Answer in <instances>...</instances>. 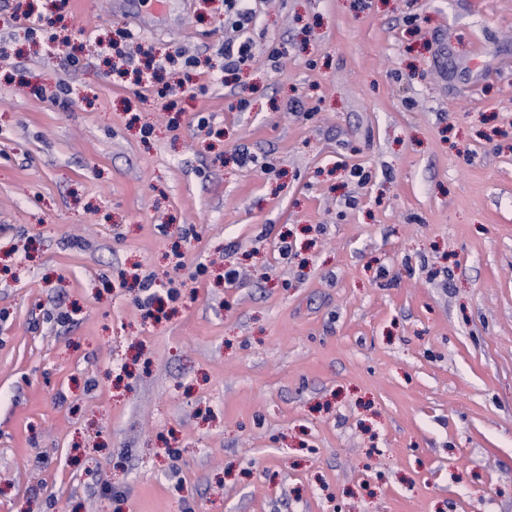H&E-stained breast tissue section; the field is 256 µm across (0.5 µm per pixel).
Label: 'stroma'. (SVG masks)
I'll list each match as a JSON object with an SVG mask.
<instances>
[{"label":"stroma","instance_id":"1","mask_svg":"<svg viewBox=\"0 0 512 512\" xmlns=\"http://www.w3.org/2000/svg\"><path fill=\"white\" fill-rule=\"evenodd\" d=\"M27 9L0 512H512V0H259L230 75L224 0ZM254 44L250 38L238 43H227L224 46V70L230 71L238 63L248 60L253 55Z\"/></svg>","mask_w":512,"mask_h":512}]
</instances>
